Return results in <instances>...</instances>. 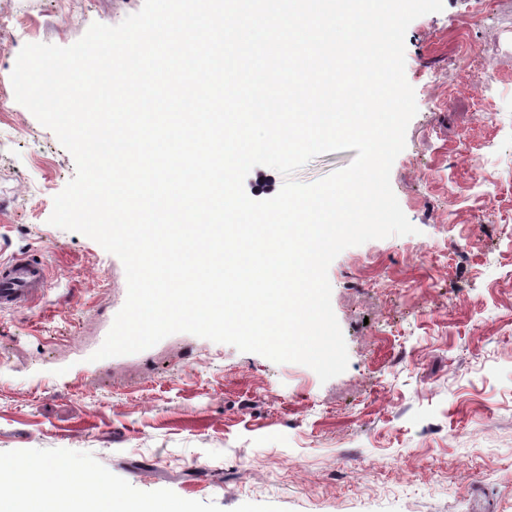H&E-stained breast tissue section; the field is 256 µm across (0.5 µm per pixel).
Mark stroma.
<instances>
[{"instance_id": "35a3bbf8", "label": "stroma", "mask_w": 512, "mask_h": 512, "mask_svg": "<svg viewBox=\"0 0 512 512\" xmlns=\"http://www.w3.org/2000/svg\"><path fill=\"white\" fill-rule=\"evenodd\" d=\"M142 5L0 0V261L39 253L52 281L0 309V465L77 468L185 512H512V0H444L407 29L418 112L390 181L417 232L330 265L349 364L324 383L189 333L91 359L125 270L49 224L75 161L11 73L24 45Z\"/></svg>"}]
</instances>
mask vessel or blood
Segmentation results:
<instances>
[{
    "label": "vessel or blood",
    "mask_w": 512,
    "mask_h": 512,
    "mask_svg": "<svg viewBox=\"0 0 512 512\" xmlns=\"http://www.w3.org/2000/svg\"><path fill=\"white\" fill-rule=\"evenodd\" d=\"M49 286V277L42 261L22 257L0 262V308L30 303Z\"/></svg>",
    "instance_id": "b4317fda"
}]
</instances>
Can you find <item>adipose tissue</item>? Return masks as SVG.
Returning a JSON list of instances; mask_svg holds the SVG:
<instances>
[{"label": "adipose tissue", "mask_w": 512, "mask_h": 512, "mask_svg": "<svg viewBox=\"0 0 512 512\" xmlns=\"http://www.w3.org/2000/svg\"><path fill=\"white\" fill-rule=\"evenodd\" d=\"M32 468L29 462L12 465V477L0 492V512H181L174 504L142 505L120 500L110 496L103 487L92 485L69 498H48L20 483V476L29 475Z\"/></svg>", "instance_id": "ef3b65f1"}]
</instances>
